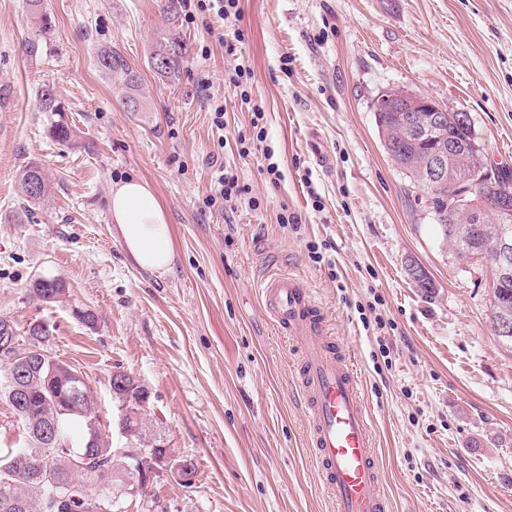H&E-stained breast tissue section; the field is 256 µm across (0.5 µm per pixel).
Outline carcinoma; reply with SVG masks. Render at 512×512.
Here are the masks:
<instances>
[{
	"mask_svg": "<svg viewBox=\"0 0 512 512\" xmlns=\"http://www.w3.org/2000/svg\"><path fill=\"white\" fill-rule=\"evenodd\" d=\"M29 13L42 28H47L49 16L44 0H28ZM184 38L170 30L157 41L149 56L151 68L161 76H171L187 57ZM97 65L112 80L125 89L122 99L130 112L140 111L139 74L118 51L104 47L97 51ZM379 135L388 141L396 166L406 174L413 186L418 188L430 202V213L440 228L443 242L457 262L464 264L472 259L496 261L500 234L504 229L512 231V217H498L496 207L503 196H512V172L488 165L484 150L475 136L472 126L457 128L448 122L445 133L456 137L459 151L450 159L453 166L480 168L484 172L478 188L480 200L479 222L469 220L471 213L462 207L448 208L446 195H455L458 186H447L437 191L429 184L424 170L414 165L415 158L427 149L422 140L405 129L394 112L375 113ZM50 135L61 144H72L78 134L76 130L58 121L51 124ZM21 189L30 201H40L47 194V179L42 170L28 166L21 175ZM494 281L491 294V331H496L497 318L504 312L512 317V269L501 273L494 265ZM67 286L63 279L54 278L48 285L37 278L30 282L26 295L32 300L52 304L66 298ZM28 339L26 350H47L50 341L49 324L41 319L29 322L24 333ZM15 333V336L22 335ZM17 368L13 355L0 352V399L11 402L9 375ZM110 390L134 434H146L144 404L150 393L139 380L126 372L111 376ZM27 396L25 412L28 423L23 425L26 442L18 448H0V504L15 501V509L0 512H104L114 491L141 474L160 471L168 449L155 448L154 455L141 459L119 456L109 440L101 438L100 444L88 453L81 473L74 472V457L61 445L45 446L38 437L40 425L57 417L64 432L83 430L88 417L99 418L94 406L91 387L76 370L51 356L26 374Z\"/></svg>",
	"mask_w": 512,
	"mask_h": 512,
	"instance_id": "obj_1",
	"label": "carcinoma"
}]
</instances>
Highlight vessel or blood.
Here are the masks:
<instances>
[{
  "instance_id": "1",
  "label": "vessel or blood",
  "mask_w": 512,
  "mask_h": 512,
  "mask_svg": "<svg viewBox=\"0 0 512 512\" xmlns=\"http://www.w3.org/2000/svg\"><path fill=\"white\" fill-rule=\"evenodd\" d=\"M276 324L294 336L316 465L336 512H390L369 406L350 354L332 336L312 291L280 275L258 288Z\"/></svg>"
}]
</instances>
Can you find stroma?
I'll list each match as a JSON object with an SVG mask.
<instances>
[{
	"mask_svg": "<svg viewBox=\"0 0 512 512\" xmlns=\"http://www.w3.org/2000/svg\"><path fill=\"white\" fill-rule=\"evenodd\" d=\"M45 6L41 32L26 0H0V317L49 323L50 352L92 386L113 447L133 445L110 393L122 371L151 393L149 436L195 462L191 485L161 475L145 496L122 495L121 512H335L296 350L256 292L276 273L312 289L355 355L391 512H512V353L489 330L493 266L451 257L373 109L394 88L467 112L489 164L512 171V0H240L261 143L225 80L224 28L196 0ZM171 29L189 54L167 78L148 57ZM104 46L139 73L140 111L98 68ZM45 89L62 112L40 110ZM57 120L79 145L51 137ZM32 164L50 189L36 203L20 187ZM223 170L247 190L233 207L210 200ZM128 176L167 214L165 275L139 268L112 222L111 187ZM412 260L432 296L412 282ZM40 276L64 279L67 298L29 300Z\"/></svg>",
	"mask_w": 512,
	"mask_h": 512,
	"instance_id": "1",
	"label": "stroma"
}]
</instances>
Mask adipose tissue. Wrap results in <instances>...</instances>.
Wrapping results in <instances>:
<instances>
[{"mask_svg": "<svg viewBox=\"0 0 512 512\" xmlns=\"http://www.w3.org/2000/svg\"><path fill=\"white\" fill-rule=\"evenodd\" d=\"M110 211L125 250L142 269L170 270L174 246L165 211L147 182L131 177L114 183Z\"/></svg>", "mask_w": 512, "mask_h": 512, "instance_id": "ef3b65f1", "label": "adipose tissue"}]
</instances>
